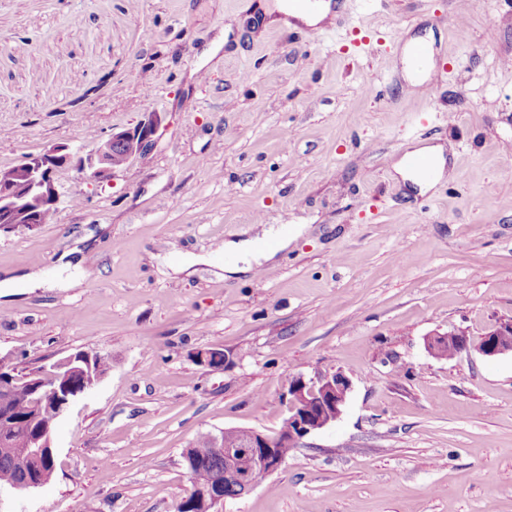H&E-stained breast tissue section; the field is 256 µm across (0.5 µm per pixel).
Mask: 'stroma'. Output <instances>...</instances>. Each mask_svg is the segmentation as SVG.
<instances>
[{
  "label": "stroma",
  "mask_w": 512,
  "mask_h": 512,
  "mask_svg": "<svg viewBox=\"0 0 512 512\" xmlns=\"http://www.w3.org/2000/svg\"><path fill=\"white\" fill-rule=\"evenodd\" d=\"M247 3L0 0V166L164 115L144 160L67 171L51 223L0 233V276L49 282L0 297V356L110 364L0 512H177L199 433L278 431L320 371L352 380L341 416L223 512H512V354L425 348L512 319V0H344L315 37L254 35ZM417 142L449 172L422 195L393 169ZM260 224L305 227L265 278L172 271Z\"/></svg>",
  "instance_id": "obj_1"
}]
</instances>
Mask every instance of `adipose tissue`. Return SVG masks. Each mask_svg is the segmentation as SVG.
Instances as JSON below:
<instances>
[{
    "label": "adipose tissue",
    "instance_id": "ef3b65f1",
    "mask_svg": "<svg viewBox=\"0 0 512 512\" xmlns=\"http://www.w3.org/2000/svg\"><path fill=\"white\" fill-rule=\"evenodd\" d=\"M261 25L263 28H294L303 24L309 27L318 26L324 22L334 20L336 14L330 0H323L321 6L312 12H296L289 10L282 0L277 4H264L260 7ZM304 230L303 225L297 224L291 227L262 226L256 235L242 243H225L226 253L233 255L232 263L226 265L229 273H246L252 270L254 265H260L274 261L276 255L296 241Z\"/></svg>",
    "mask_w": 512,
    "mask_h": 512
}]
</instances>
